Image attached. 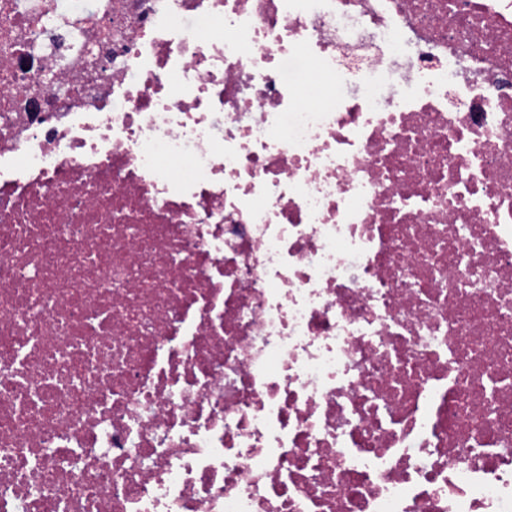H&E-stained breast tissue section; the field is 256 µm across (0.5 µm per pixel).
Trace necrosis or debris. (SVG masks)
Masks as SVG:
<instances>
[{"instance_id":"1","label":"necrosis or debris","mask_w":512,"mask_h":512,"mask_svg":"<svg viewBox=\"0 0 512 512\" xmlns=\"http://www.w3.org/2000/svg\"><path fill=\"white\" fill-rule=\"evenodd\" d=\"M0 512H512V0H0Z\"/></svg>"}]
</instances>
